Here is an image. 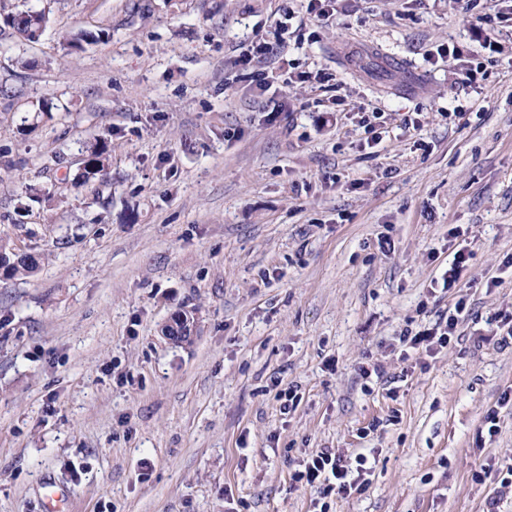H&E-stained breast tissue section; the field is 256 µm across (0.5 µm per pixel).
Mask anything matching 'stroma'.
<instances>
[{"mask_svg":"<svg viewBox=\"0 0 512 512\" xmlns=\"http://www.w3.org/2000/svg\"><path fill=\"white\" fill-rule=\"evenodd\" d=\"M9 7L49 23L0 29V238L43 256L0 280V512H312L292 474L319 448L373 455L331 512H512V50L481 47L512 0ZM461 295L456 339L403 357ZM108 145L105 141L96 140L89 147L86 148V156L84 159V173L85 180L95 178L97 175H102L105 171L104 155L107 153ZM465 247L457 250L453 262L441 274V284L444 290L451 288H460V279L463 272L465 263L469 257V253H465Z\"/></svg>","mask_w":512,"mask_h":512,"instance_id":"35a3bbf8","label":"stroma"}]
</instances>
